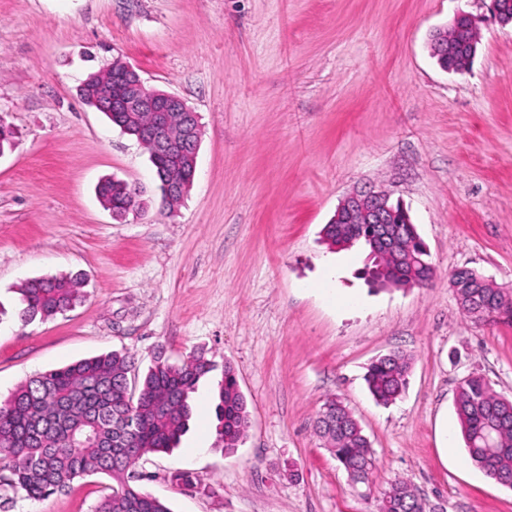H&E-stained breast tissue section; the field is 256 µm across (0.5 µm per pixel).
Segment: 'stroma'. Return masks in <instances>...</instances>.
<instances>
[{
    "label": "stroma",
    "instance_id": "1",
    "mask_svg": "<svg viewBox=\"0 0 512 512\" xmlns=\"http://www.w3.org/2000/svg\"><path fill=\"white\" fill-rule=\"evenodd\" d=\"M486 0H0V400L27 378L117 351L147 371L205 353L178 448L138 464L172 512H377L408 481L426 512H512V488L470 460L457 387L482 376L512 398V325L474 324L449 277L467 267L512 287V27L484 26L470 71H443L431 33ZM182 97L202 124L194 184L168 210L147 153L81 101L114 57ZM114 176L146 207L115 220L95 195ZM402 202L437 276L372 290L362 247L322 229L350 191ZM80 275L81 305L21 323L20 285ZM413 358L390 406L368 365ZM231 364L250 427L224 453L213 407ZM339 397L375 451L353 485L313 420ZM188 470L194 489L172 472ZM106 475L31 501L0 485V512H93Z\"/></svg>",
    "mask_w": 512,
    "mask_h": 512
}]
</instances>
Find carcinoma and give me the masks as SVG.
Segmentation results:
<instances>
[{
    "instance_id": "cac0c4a2",
    "label": "carcinoma",
    "mask_w": 512,
    "mask_h": 512,
    "mask_svg": "<svg viewBox=\"0 0 512 512\" xmlns=\"http://www.w3.org/2000/svg\"><path fill=\"white\" fill-rule=\"evenodd\" d=\"M480 40L481 32L473 28L448 30L442 41L454 52L447 62L458 64L468 56L471 44ZM95 76L89 73L88 82L79 88L82 101L136 138L151 115L107 111L91 82ZM97 192L101 204L114 215L121 214L132 200L130 185L114 176L105 178ZM392 228L409 262L401 265L390 256L374 257L365 279L381 287L430 285L435 269L416 226L394 224ZM377 231L371 224H327L323 237L338 248L359 242L369 247V237ZM451 285L461 309L474 321L499 312L497 292L489 285H476L474 270H455ZM20 294L23 323L63 314L85 298L82 283L71 275L33 278L20 288ZM214 367L202 355L180 364L158 355L144 377L134 381L135 357L114 351L25 380L0 401V463L8 472L4 485L39 500L68 490L84 475L105 474L116 486L99 500L94 512H171L161 500L142 491L136 466L147 454L177 447L192 416L190 394ZM411 369L412 358L399 350L373 361L365 381L374 400L382 405L396 402L407 389ZM456 411L471 461L499 483L512 485V399L472 374L458 385ZM215 417L218 440L231 453L246 439L250 418L234 369L227 363ZM315 428L352 481L369 482L374 452L360 423L339 398L323 404ZM377 512H425V506L405 482L396 481L381 493Z\"/></svg>"
}]
</instances>
